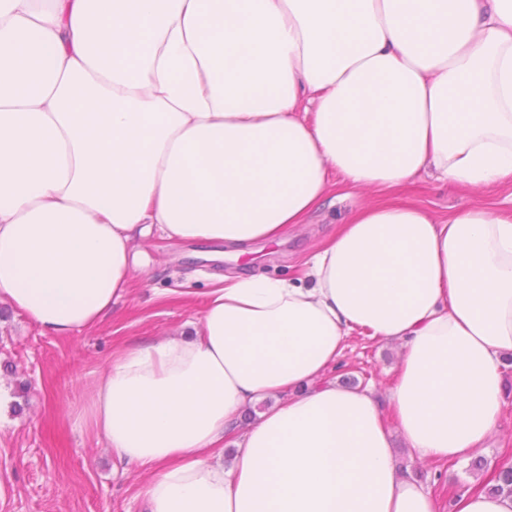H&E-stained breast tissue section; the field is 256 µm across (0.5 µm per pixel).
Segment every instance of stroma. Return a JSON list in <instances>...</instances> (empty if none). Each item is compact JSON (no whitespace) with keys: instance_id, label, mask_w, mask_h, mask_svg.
<instances>
[{"instance_id":"1","label":"stroma","mask_w":512,"mask_h":512,"mask_svg":"<svg viewBox=\"0 0 512 512\" xmlns=\"http://www.w3.org/2000/svg\"><path fill=\"white\" fill-rule=\"evenodd\" d=\"M404 196L439 217L481 201L496 211H512L511 182L483 196L469 189H448L424 173ZM389 197L378 188L355 190L341 200L327 194L307 222L289 230L283 242L229 246L220 262L205 257L199 245L152 235L137 246L142 262L133 273L128 297L96 327L70 336L42 334L20 314L1 309L0 387L9 391L11 403L0 412V512H143L149 470L118 465L111 449L77 420L97 370L117 346L134 345L198 321L195 304L166 298V291L180 288L200 294L212 288L220 274L291 277L351 210ZM399 352V345L355 334L328 373L333 381L351 378L358 386L371 388L391 429L396 422L388 405L389 388ZM504 377L497 428L477 451L487 462L484 471H470L465 462H425L411 456L403 443L395 445L396 466L432 491L445 512H453L457 494L490 479L512 460V367L505 368Z\"/></svg>"}]
</instances>
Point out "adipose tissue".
<instances>
[{"label": "adipose tissue", "mask_w": 512, "mask_h": 512, "mask_svg": "<svg viewBox=\"0 0 512 512\" xmlns=\"http://www.w3.org/2000/svg\"><path fill=\"white\" fill-rule=\"evenodd\" d=\"M427 171L512 180V0H0V305L43 334L107 317L152 232L278 243L330 190L394 194L98 370L79 417L151 468L144 512H439L372 391L325 378L352 333L396 342L410 454L495 431L512 213L435 219L401 197Z\"/></svg>", "instance_id": "adipose-tissue-1"}]
</instances>
